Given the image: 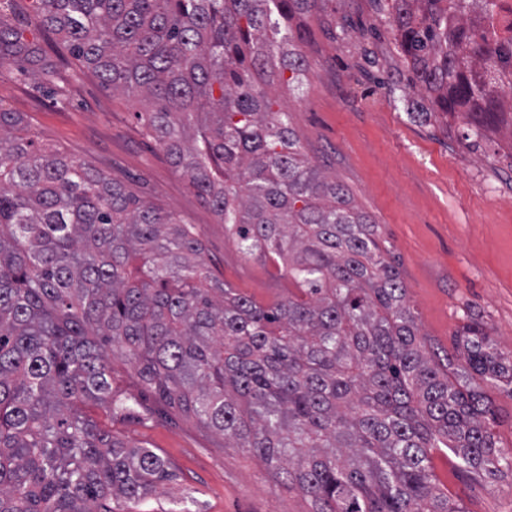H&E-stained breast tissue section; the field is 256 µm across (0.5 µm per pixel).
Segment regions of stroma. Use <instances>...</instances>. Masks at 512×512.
Returning a JSON list of instances; mask_svg holds the SVG:
<instances>
[{
	"label": "stroma",
	"mask_w": 512,
	"mask_h": 512,
	"mask_svg": "<svg viewBox=\"0 0 512 512\" xmlns=\"http://www.w3.org/2000/svg\"><path fill=\"white\" fill-rule=\"evenodd\" d=\"M387 0H331L324 19L298 16L310 30L303 99L287 88L291 125L304 151L347 186L378 225L397 260L419 331L440 353L455 334L481 323L498 349L512 351V127L470 136L461 115L437 112L409 86L411 73L387 21ZM13 22L44 50L54 81L0 68V108L22 113L39 142L90 162L132 195L178 215L203 234L210 270L271 305L294 286L273 259L245 258L213 211L146 132L145 103L112 93L40 26L32 0H14ZM497 414L492 430L512 452V389L484 384ZM113 433L167 458L178 475L159 494L164 512H312L262 461L177 411L163 418H115ZM449 495L467 512H512V475L486 483L462 477L452 457L433 459Z\"/></svg>",
	"instance_id": "1"
}]
</instances>
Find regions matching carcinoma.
Returning a JSON list of instances; mask_svg holds the SVG:
<instances>
[{"label": "carcinoma", "instance_id": "cac0c4a2", "mask_svg": "<svg viewBox=\"0 0 512 512\" xmlns=\"http://www.w3.org/2000/svg\"><path fill=\"white\" fill-rule=\"evenodd\" d=\"M0 0V67L41 73L43 50ZM114 93L139 98L149 136L248 257L296 286L264 306L202 260L203 235L91 163L45 146L0 109V512H99L177 480L91 413L135 414L112 360L311 499L313 512H467L437 484L446 450L468 478L512 472L481 383L512 387V355L475 323L458 356H430L376 225L304 153L276 85L309 81L307 32L279 20L327 0H34ZM499 0H390L388 22L436 110L473 135L504 112L512 41Z\"/></svg>", "mask_w": 512, "mask_h": 512}]
</instances>
